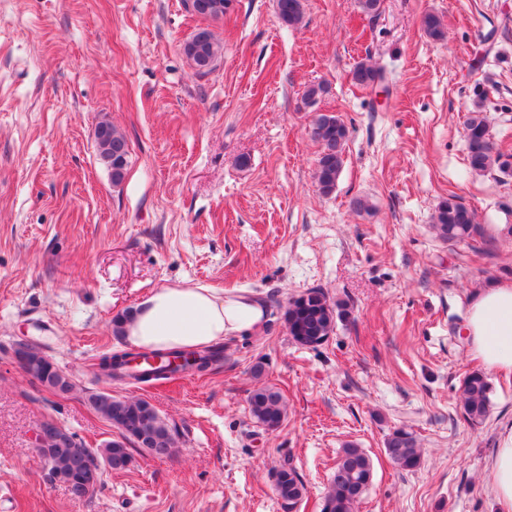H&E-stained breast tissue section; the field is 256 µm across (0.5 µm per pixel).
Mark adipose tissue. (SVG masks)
Wrapping results in <instances>:
<instances>
[{"instance_id":"ef3b65f1","label":"adipose tissue","mask_w":512,"mask_h":512,"mask_svg":"<svg viewBox=\"0 0 512 512\" xmlns=\"http://www.w3.org/2000/svg\"><path fill=\"white\" fill-rule=\"evenodd\" d=\"M263 321V307L254 296L171 286L154 290L136 305L124 336L129 344L149 351L203 348L257 332ZM466 333L485 367L512 372V281L476 292ZM488 473L497 512H512V437L495 450Z\"/></svg>"}]
</instances>
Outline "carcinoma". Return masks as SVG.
Masks as SVG:
<instances>
[{"label": "carcinoma", "instance_id": "carcinoma-1", "mask_svg": "<svg viewBox=\"0 0 512 512\" xmlns=\"http://www.w3.org/2000/svg\"><path fill=\"white\" fill-rule=\"evenodd\" d=\"M228 0H194L189 13L208 19L226 12ZM279 19L287 25L301 22V0H276ZM424 32L434 40L446 37L445 27L439 16L427 13L422 17ZM196 73L207 75L216 67L222 48L214 34L207 28L198 29L182 47ZM383 78L381 70L366 63L353 70V79L366 86H373ZM100 141L97 143L100 160L112 170V183L120 184L128 166L129 146L123 133L108 122L98 125ZM347 127L337 116L319 113L312 120V137L320 145L316 160L315 180L319 191L330 195L343 166V150ZM468 164L475 172L498 168L502 172L512 170V155L496 151L491 141L487 121L482 112V102H474L465 121ZM433 224L440 236L448 242H466L480 235L473 212L451 195L441 201L433 214ZM343 312L332 304L326 293L311 287L288 299L282 311V319L289 336L297 344L316 348L331 335L336 319ZM16 357L27 363L37 364L44 387L65 394L73 388L70 378L50 358L23 346ZM199 358L206 369H214L224 360V346L213 345L202 350ZM100 364L107 365V376L123 380L140 379L126 367L119 353H104ZM490 383L480 371H472L463 381V415L471 422L485 418L489 411ZM93 410L112 427L125 434V441H109L102 447L87 453L80 450L75 436L59 425H49L55 430L40 449L48 461L49 476L66 485L70 495L77 500L87 499L95 488L86 485L91 471L105 463L112 470H121L131 455L126 443L132 442L153 456L163 458L175 447L176 437L168 424L149 402L141 399H124L107 392L93 393L89 397ZM251 417L267 432L278 430L286 418V405L282 393L273 386L253 389L248 396ZM385 449L394 464L403 470H413L420 463L421 453L414 434L404 428L393 430L385 440ZM373 475L372 464L365 452L348 445L336 460L331 483L325 496L323 512H354L355 505L367 490ZM275 491L280 499L292 505L304 498L306 486L290 464H284L276 474Z\"/></svg>", "mask_w": 512, "mask_h": 512}]
</instances>
